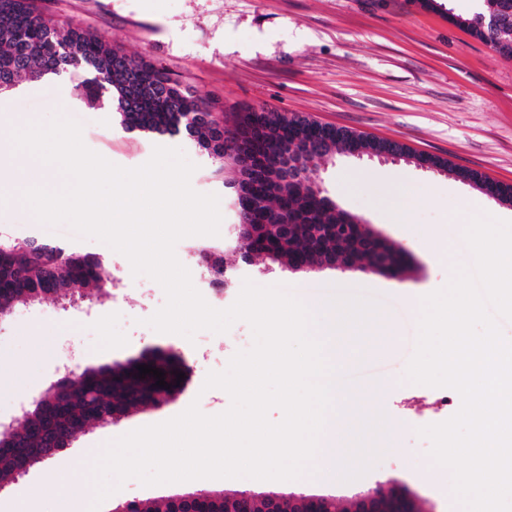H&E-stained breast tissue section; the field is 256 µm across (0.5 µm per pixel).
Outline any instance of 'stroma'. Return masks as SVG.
I'll use <instances>...</instances> for the list:
<instances>
[{"label": "stroma", "instance_id": "35a3bbf8", "mask_svg": "<svg viewBox=\"0 0 512 512\" xmlns=\"http://www.w3.org/2000/svg\"><path fill=\"white\" fill-rule=\"evenodd\" d=\"M47 7L56 19L105 39L127 55L158 61L182 88L214 102L217 110L265 106L298 113L399 140L512 182V59L495 55L445 17L410 0H49ZM59 114L79 121L85 145L118 166L143 165L157 146L181 148L196 164L191 186L219 196L222 222L219 235L177 243L176 256L190 273L199 270L193 247L225 246L232 240L239 175L229 162L207 156L180 136L125 131L116 112L86 106L66 80L25 82L0 93L2 124L23 126ZM311 177L340 208L399 247L412 261L410 272L401 278L329 268L269 272L259 260L248 277L261 286L283 285L302 301L338 291H361L377 301L375 319L356 343L364 354L338 361L339 381L359 395L373 383L389 382L383 412L399 427L398 447L376 451L370 470L349 482L321 468L292 481L223 478L145 486L131 478L115 492V501H159L200 489L294 491L346 500L394 480L426 499L434 512H464L451 483L431 480V444L416 433L418 427L448 420L461 406L454 391L448 409L436 410L432 402L444 393L442 388L405 379L417 337L416 300L445 286L449 267L471 266L463 240L471 217L486 213L512 221V209L454 176L402 160L337 154L320 163ZM394 190L407 208L400 224L387 218L383 203ZM43 236L42 225L29 210L11 200L0 207V239ZM71 244L107 259L111 273L121 275L129 291L146 289L143 306L129 309L115 290L69 307L54 299L16 305L0 320V365L10 370L0 377V421L10 422L44 395L61 373L63 359L75 352L84 370L123 363L161 347L181 356L189 368L183 388L163 405L138 409L76 435L61 458L90 478L96 457L116 438L171 419L194 402L207 415L226 411L228 393L204 389V381L209 372L224 370L237 351L250 349L253 334L244 321L224 333L199 331L191 341L155 332L145 320L166 302L161 285L133 275L128 259L98 240L75 237ZM384 320L393 328L394 342L387 350H370L371 337ZM41 338L48 348H36Z\"/></svg>", "mask_w": 512, "mask_h": 512}]
</instances>
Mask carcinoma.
Listing matches in <instances>:
<instances>
[{"label": "carcinoma", "mask_w": 512, "mask_h": 512, "mask_svg": "<svg viewBox=\"0 0 512 512\" xmlns=\"http://www.w3.org/2000/svg\"><path fill=\"white\" fill-rule=\"evenodd\" d=\"M77 80L81 101L92 106L116 110L121 126L129 132L159 135L176 133L196 142L207 155L230 161L240 174V183L256 177L266 185L260 201L266 211L265 222L243 234L239 247L251 249L269 238L271 225L286 224L288 232L277 237L266 255L271 264L292 271L302 256L307 270L320 268L332 260L356 264L363 271L385 274L378 265L388 258L391 265L406 270L405 261L393 244H384L385 253L374 250L355 237L338 238L331 226L351 223L352 216L334 206H324L300 181L288 178L280 159L295 153L306 143L310 118L298 113L284 114L264 106L257 108V124L252 139L263 161L258 169L240 164L236 156L233 126L238 113L214 112L208 101L198 98L173 79L158 63L131 57L109 42L80 28L61 23L52 16L44 0H0V79L12 86L21 80ZM288 200V210L280 211V200ZM197 263L205 270L209 284L224 287V257L209 247L194 251ZM111 283L101 257L81 253L50 241L0 242V317L17 304L40 302L47 298L82 299L88 290L104 291ZM140 365L164 371L166 389L156 385L153 375L139 377ZM183 364L161 349L137 359L130 366H105L96 371L93 392L72 393L64 409L50 413L41 406L31 411L30 425L41 429L32 436L29 428L13 436V448L0 454V482L15 480L21 465L41 462L45 448L65 436L72 437L91 421L112 423V414H125L151 401L167 402L178 388L176 374ZM130 512H173L166 500L129 505Z\"/></svg>", "instance_id": "obj_1"}]
</instances>
